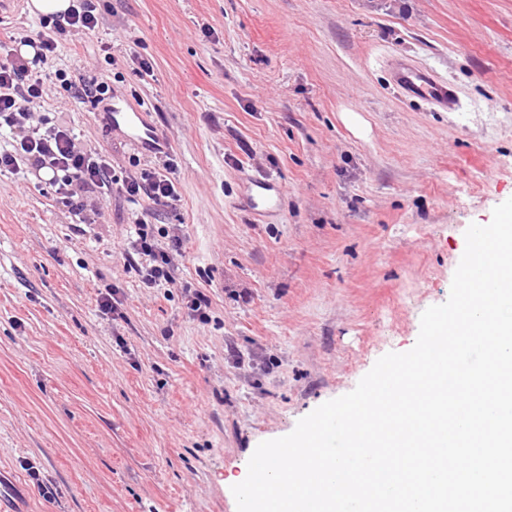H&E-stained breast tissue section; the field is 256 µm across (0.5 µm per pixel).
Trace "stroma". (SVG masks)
<instances>
[{
    "mask_svg": "<svg viewBox=\"0 0 512 512\" xmlns=\"http://www.w3.org/2000/svg\"><path fill=\"white\" fill-rule=\"evenodd\" d=\"M95 5L48 68L144 108L166 153L54 80L32 110L121 178L173 155L179 199L115 193L83 224L46 174L0 173V512H237L257 446L410 350L512 197V0ZM395 58L456 109L400 93ZM251 175L276 206L247 210ZM140 217L185 237L172 285L137 272Z\"/></svg>",
    "mask_w": 512,
    "mask_h": 512,
    "instance_id": "1",
    "label": "stroma"
}]
</instances>
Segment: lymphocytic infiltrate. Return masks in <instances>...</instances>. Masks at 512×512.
<instances>
[{
    "label": "lymphocytic infiltrate",
    "mask_w": 512,
    "mask_h": 512,
    "mask_svg": "<svg viewBox=\"0 0 512 512\" xmlns=\"http://www.w3.org/2000/svg\"><path fill=\"white\" fill-rule=\"evenodd\" d=\"M76 6L53 22L47 31L38 33L30 44L35 49L32 59L13 53L0 42V128L19 130L22 134L13 149L0 152V171L20 172L31 165L49 169L59 202L79 219L87 217L89 198H104L119 192L130 200L147 198L155 205L178 201L177 167L167 160L161 166L141 169L136 175L118 178L105 156L88 153L76 144L73 131L64 122L51 126L31 125L30 104L42 99L47 81L55 79L74 94L100 103L108 100L111 89L104 82H73L66 73L47 71L46 65L55 55L61 37L74 31H94L99 25L92 0H75ZM183 240L172 235L168 242L156 238L145 221H137L132 248L143 264L142 280L147 287L172 283V256L180 252Z\"/></svg>",
    "instance_id": "1"
}]
</instances>
